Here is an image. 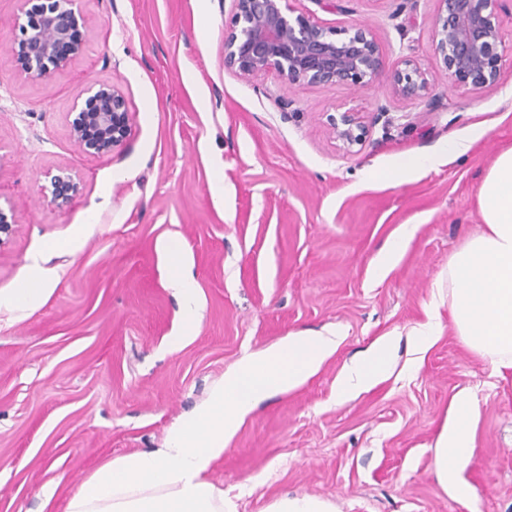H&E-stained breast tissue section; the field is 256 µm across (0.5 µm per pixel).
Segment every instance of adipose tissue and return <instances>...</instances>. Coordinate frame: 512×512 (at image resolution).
<instances>
[{"instance_id":"obj_1","label":"adipose tissue","mask_w":512,"mask_h":512,"mask_svg":"<svg viewBox=\"0 0 512 512\" xmlns=\"http://www.w3.org/2000/svg\"><path fill=\"white\" fill-rule=\"evenodd\" d=\"M485 224L448 263V304L456 331L494 372L512 369V148L501 152L477 196ZM165 251L170 283L184 303L181 328L168 344L180 349L198 324L191 266L177 243ZM335 335H289L262 356H244L210 391L207 400L171 428L166 445L112 459L101 465L68 499L66 512H224V493L210 480L244 416L261 399L293 389L315 373L336 350ZM393 342L375 343L347 365L339 397L373 387L391 369ZM479 404L458 396L436 444L441 484L459 490L458 467L468 460Z\"/></svg>"}]
</instances>
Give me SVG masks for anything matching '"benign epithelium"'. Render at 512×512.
Here are the masks:
<instances>
[{"instance_id":"1","label":"benign epithelium","mask_w":512,"mask_h":512,"mask_svg":"<svg viewBox=\"0 0 512 512\" xmlns=\"http://www.w3.org/2000/svg\"><path fill=\"white\" fill-rule=\"evenodd\" d=\"M15 27L18 41L10 45L19 75L25 80L51 82L79 57L85 45L77 28L79 0H18ZM498 0H439L432 20L435 52L442 57L451 89L494 84L498 76L500 42L495 5ZM233 18L224 30V66L243 79L274 72L291 87L343 84L357 90L381 79L393 93L416 98L429 94L418 68L384 73L380 44L368 26L358 24L337 38L303 16L290 17L288 0H233ZM70 136L96 153L120 148L130 136L125 97L119 88L93 83L87 96L73 104ZM331 136L351 148L364 143L367 129L351 112L329 123ZM79 190L64 173L38 185L42 194L62 208Z\"/></svg>"}]
</instances>
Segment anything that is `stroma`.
I'll return each mask as SVG.
<instances>
[{
  "mask_svg": "<svg viewBox=\"0 0 512 512\" xmlns=\"http://www.w3.org/2000/svg\"><path fill=\"white\" fill-rule=\"evenodd\" d=\"M343 33L367 25L385 71L411 61L426 98L375 83L288 86L224 66L232 0H82L83 54L50 83L21 79L9 49L16 0H0V292L40 270L53 291L26 316L0 311V512H66L102 464L163 447L247 354L292 334L334 332L336 352L303 384L257 404L209 470L226 512H268L317 496L335 512H512V371L498 375L456 332L448 263L484 224L477 193L512 147V0L497 10L495 85L448 88L434 51L438 0H290ZM116 85L131 114L125 145L90 153L69 134L90 83ZM408 116L384 134L379 110ZM371 130L346 148L328 119ZM470 143L447 155L448 138ZM408 156L425 157L407 169ZM79 183L57 207L45 172ZM416 234L381 271L401 225ZM179 242L197 283L200 324L175 352L182 310L164 247ZM436 310L442 329L415 354ZM394 338L392 373L340 402L346 364ZM480 407L466 498L438 478L435 448L455 394ZM60 487L44 500L49 481Z\"/></svg>",
  "mask_w": 512,
  "mask_h": 512,
  "instance_id": "obj_1",
  "label": "stroma"
}]
</instances>
